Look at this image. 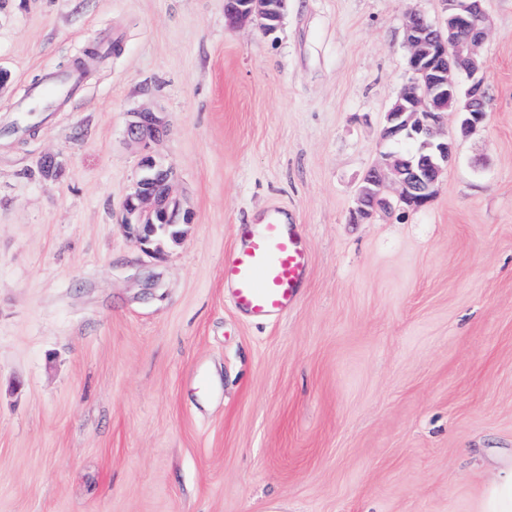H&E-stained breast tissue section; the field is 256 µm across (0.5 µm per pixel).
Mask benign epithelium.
Returning a JSON list of instances; mask_svg holds the SVG:
<instances>
[{"label": "benign epithelium", "instance_id": "7a95c632", "mask_svg": "<svg viewBox=\"0 0 512 512\" xmlns=\"http://www.w3.org/2000/svg\"><path fill=\"white\" fill-rule=\"evenodd\" d=\"M444 22L434 24L419 10L408 12L405 42L409 50V77L386 113L385 140L404 137L414 143L416 162L384 155L381 164L364 177L357 191L356 222L371 218L378 209L419 210L435 197L441 177L456 155V139L440 132L445 114L460 117L464 137L484 127L490 100L488 61L479 53L490 30L485 0H441ZM288 0H233L224 10L234 26L252 24L265 34L281 25ZM126 134L141 149L138 178L124 203L122 227L150 255L162 252L161 230L189 224L177 200L173 169L153 150L166 134L159 113L144 107L130 113ZM396 187L397 200L383 196L386 182Z\"/></svg>", "mask_w": 512, "mask_h": 512}]
</instances>
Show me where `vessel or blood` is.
<instances>
[{
	"label": "vessel or blood",
	"instance_id": "obj_1",
	"mask_svg": "<svg viewBox=\"0 0 512 512\" xmlns=\"http://www.w3.org/2000/svg\"><path fill=\"white\" fill-rule=\"evenodd\" d=\"M82 73L52 76L33 90V101L51 106L81 84ZM240 242L224 256V286L237 311L256 321L277 320L293 309L310 273V256L297 225L269 219L239 228Z\"/></svg>",
	"mask_w": 512,
	"mask_h": 512
}]
</instances>
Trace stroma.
Returning a JSON list of instances; mask_svg holds the SVG:
<instances>
[{"instance_id": "1", "label": "stroma", "mask_w": 512, "mask_h": 512, "mask_svg": "<svg viewBox=\"0 0 512 512\" xmlns=\"http://www.w3.org/2000/svg\"><path fill=\"white\" fill-rule=\"evenodd\" d=\"M485 7L484 128L427 206L355 224L406 15L440 0H288L269 35L224 0H5L0 512H481L512 464V0ZM143 107L190 217L159 259L122 227ZM276 210L311 272L259 324L224 255ZM82 80L83 75L80 72L67 75H53L47 85L33 90L30 96L31 99L43 106V110H33L29 107L28 103H22L17 108V112H47V108L51 106L53 102L80 85Z\"/></svg>"}]
</instances>
